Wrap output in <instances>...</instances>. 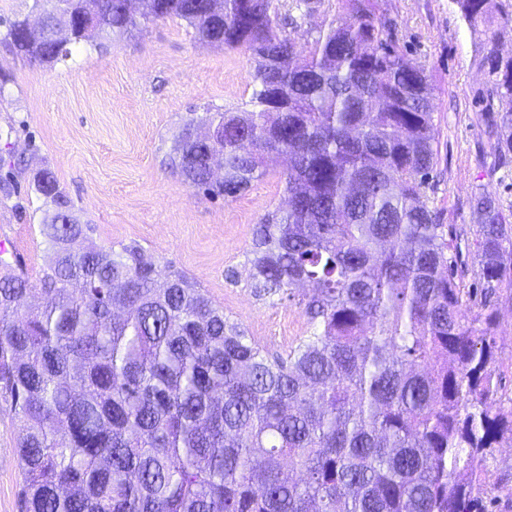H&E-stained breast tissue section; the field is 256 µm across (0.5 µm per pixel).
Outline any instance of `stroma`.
Returning a JSON list of instances; mask_svg holds the SVG:
<instances>
[{
	"mask_svg": "<svg viewBox=\"0 0 512 512\" xmlns=\"http://www.w3.org/2000/svg\"><path fill=\"white\" fill-rule=\"evenodd\" d=\"M399 44L424 64L435 87L437 188L429 204L463 257L479 221L468 201L496 193L512 211V173L494 168L493 141L477 101L488 82L479 45L453 0H381ZM255 62L248 51L198 41L180 20H158L112 38L104 52L71 46L54 68L30 63L0 43V179L15 171V193L0 192V241L14 269L38 284L49 260L40 233L47 206L30 179L51 168L86 245L121 250L137 243L160 273L184 271L248 336L276 354L309 329L295 301L258 297L246 254L252 228L287 201L272 174L234 199L213 198L167 165L184 123L249 106ZM19 429L0 398V512H21Z\"/></svg>",
	"mask_w": 512,
	"mask_h": 512,
	"instance_id": "stroma-1",
	"label": "stroma"
}]
</instances>
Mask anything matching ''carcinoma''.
<instances>
[{
	"mask_svg": "<svg viewBox=\"0 0 512 512\" xmlns=\"http://www.w3.org/2000/svg\"><path fill=\"white\" fill-rule=\"evenodd\" d=\"M45 0L68 10L70 43L102 47L178 18L202 40L251 51L246 112H215L210 146L179 137L172 165L207 195L235 198L282 155L288 207L252 229L256 292L303 307L310 334L282 354L255 339L181 272L160 276L135 244L82 246L85 225L45 168L51 203L45 305L0 256V397L20 425L25 512H512V394L500 392L499 305L512 297V212L494 193L471 208L478 265L426 202L437 161L434 87L375 0L309 36L321 0ZM479 40L484 111L512 166V0H454ZM12 21L10 50L42 67L70 54ZM224 159V181L209 158Z\"/></svg>",
	"mask_w": 512,
	"mask_h": 512,
	"instance_id": "cac0c4a2",
	"label": "carcinoma"
}]
</instances>
